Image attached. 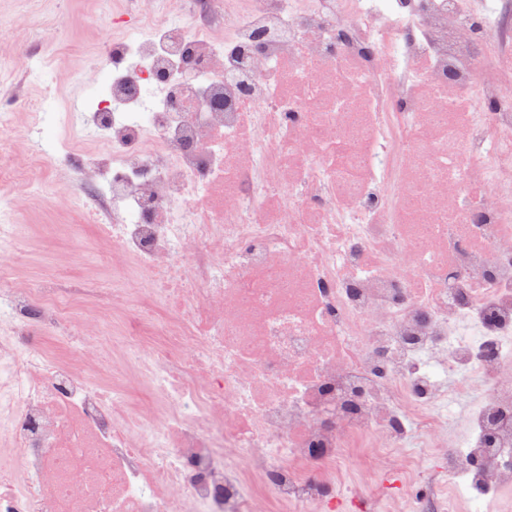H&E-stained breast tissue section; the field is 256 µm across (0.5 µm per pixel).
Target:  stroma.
Here are the masks:
<instances>
[{
	"mask_svg": "<svg viewBox=\"0 0 512 512\" xmlns=\"http://www.w3.org/2000/svg\"><path fill=\"white\" fill-rule=\"evenodd\" d=\"M169 14L154 11L150 0H0V23L17 26L16 38L0 43V57L23 51L31 63L44 70L47 82L30 80L25 68L0 69V110L12 112L15 129L14 153L25 158V120L30 109L47 112L56 127L74 145L77 153L106 154L105 141L83 142L75 134L71 105L80 103L88 89L104 80L106 71L98 62L105 39L115 41L126 31L110 26V18L123 16L161 24L167 16L179 17L186 25L222 41L229 31L225 15L249 13L252 0H170ZM80 169L61 172L54 186L37 192H7L17 222L21 257L13 265L12 280L23 288L45 283L51 289H68L69 299L82 313L100 315L107 323V368L98 379L104 393L124 395L131 409L152 404L154 388L139 379V370L122 352L118 339L128 333L140 336L150 347L166 345L158 330L168 313L155 306L146 291L134 302L107 303L103 297L113 280L135 278L138 261L129 254L110 256L112 241L105 234L106 217L101 207L74 212L62 203L70 184L85 179ZM461 399L446 427L434 436L419 435L416 454L421 475L410 486L398 490L389 485L393 464L373 462L367 440L347 457L335 474L336 499L348 512H413L416 504H437L446 489L444 481L448 450L467 436L468 402L474 393L461 388ZM376 475L374 486H366L367 475Z\"/></svg>",
	"mask_w": 512,
	"mask_h": 512,
	"instance_id": "obj_1",
	"label": "stroma"
}]
</instances>
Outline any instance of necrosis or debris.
<instances>
[{
    "mask_svg": "<svg viewBox=\"0 0 512 512\" xmlns=\"http://www.w3.org/2000/svg\"><path fill=\"white\" fill-rule=\"evenodd\" d=\"M218 42L170 18L105 40L114 69L77 120L106 138L71 209H112V250L151 271L172 350L128 353L164 412L122 419L89 369L43 352L30 326L70 322L67 301L14 287L0 255V407L15 455L0 512H334L327 475L351 440L374 456L448 422L475 388L448 484L473 507L512 485V76L469 49L462 0H254ZM35 156L72 168L30 113ZM180 441L170 445L169 429Z\"/></svg>",
    "mask_w": 512,
    "mask_h": 512,
    "instance_id": "4bbe7bcc",
    "label": "necrosis or debris"
}]
</instances>
